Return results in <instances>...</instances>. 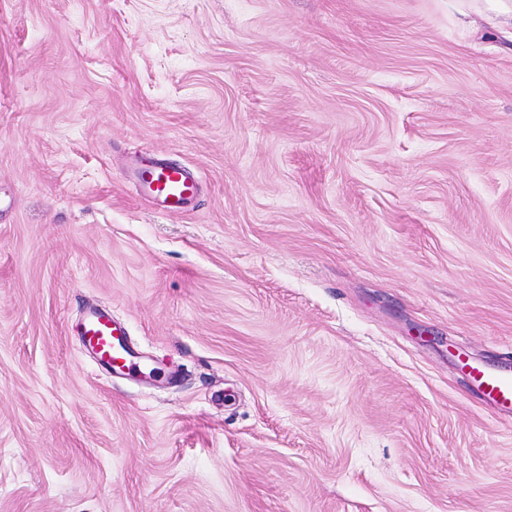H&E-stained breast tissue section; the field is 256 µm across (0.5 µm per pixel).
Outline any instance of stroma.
<instances>
[{
  "label": "stroma",
  "instance_id": "1",
  "mask_svg": "<svg viewBox=\"0 0 512 512\" xmlns=\"http://www.w3.org/2000/svg\"><path fill=\"white\" fill-rule=\"evenodd\" d=\"M462 353L512 363L499 0H0V512H512ZM134 178L139 188L168 214L184 210L198 189L197 180L186 168L159 159L148 161V166L135 173ZM80 326H82L81 336L101 361L113 366L114 369L117 368L122 373L132 368V364L126 356L130 355L119 349V343V347L116 344V341H119V336L124 335V331L108 312L93 309Z\"/></svg>",
  "mask_w": 512,
  "mask_h": 512
}]
</instances>
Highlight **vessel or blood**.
<instances>
[{
  "label": "vessel or blood",
  "instance_id": "obj_1",
  "mask_svg": "<svg viewBox=\"0 0 512 512\" xmlns=\"http://www.w3.org/2000/svg\"><path fill=\"white\" fill-rule=\"evenodd\" d=\"M134 178L139 188L169 214L184 210L198 189L196 179L186 168L159 159L150 160ZM81 334L101 361L122 372L130 369L129 359L117 345L123 330L108 312L92 310L82 324ZM463 371L483 401L512 413V369L467 364Z\"/></svg>",
  "mask_w": 512,
  "mask_h": 512
}]
</instances>
